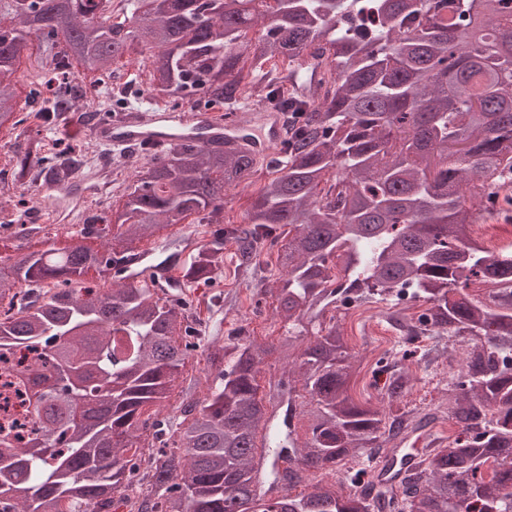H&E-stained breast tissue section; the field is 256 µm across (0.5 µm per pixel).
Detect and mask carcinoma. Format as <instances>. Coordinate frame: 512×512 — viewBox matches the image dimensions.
<instances>
[{
	"label": "carcinoma",
	"mask_w": 512,
	"mask_h": 512,
	"mask_svg": "<svg viewBox=\"0 0 512 512\" xmlns=\"http://www.w3.org/2000/svg\"><path fill=\"white\" fill-rule=\"evenodd\" d=\"M132 0L131 16L105 15V0H31L23 9L0 0V127L14 132L23 111L17 67L37 40L54 63L52 84L70 87L54 107L84 101L72 66L93 78L133 53H158L147 84L176 104L198 96L232 101L242 86L238 49L261 20L265 33L250 44L254 70L280 58L301 69L304 56L323 71L315 97L284 96L264 86L270 109L288 114L281 166L271 172L247 223L215 233L183 267V289L155 297L141 273L106 294L89 287L90 271L111 270L117 248L154 235L192 215L224 223V190L248 179L244 152L194 144L154 153L127 185L116 225L101 248L71 243L30 252L0 271V306L22 288L52 284L0 315V360L21 351L42 356L20 366L15 383L32 413L24 445L0 432V512H116L130 491L137 512H512V244L490 253L470 238L473 207L501 214L512 206V0ZM41 144L13 150L14 174L41 162ZM88 142L57 152L46 181L75 183ZM295 234L279 248L282 278L271 289L288 324L284 357L309 336L297 366L311 437L300 444L294 418L303 404L279 390L269 410L257 374L271 353L256 340L228 338L207 348L217 371L202 406L188 403L182 419L154 432L157 444L144 475L131 450L147 407L174 393L187 353L184 290L224 269V242L242 259L281 229ZM346 256L344 275L334 273ZM492 284L486 298L469 292ZM423 298L417 317H390L404 340L469 338L465 363L453 375L448 417L459 431L435 444L397 489L374 491L350 474L343 494L316 483L292 494L311 470L335 471L347 460L370 461L382 442L429 426L432 413L384 416L353 401L349 344L340 325L314 333L303 325L312 309L336 304ZM382 398L410 391L405 365L382 369ZM279 419L275 446L258 450L261 425Z\"/></svg>",
	"instance_id": "cac0c4a2"
}]
</instances>
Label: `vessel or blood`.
<instances>
[{
	"label": "vessel or blood",
	"instance_id": "1",
	"mask_svg": "<svg viewBox=\"0 0 512 512\" xmlns=\"http://www.w3.org/2000/svg\"><path fill=\"white\" fill-rule=\"evenodd\" d=\"M95 137L116 150L135 143H193L245 151L269 161L277 155L284 129L279 113L257 107L224 116L197 105L171 109L154 103L102 123L96 127ZM430 442L429 433L414 432L410 446L390 449L381 457L372 479L386 487L397 486L398 465L420 461Z\"/></svg>",
	"mask_w": 512,
	"mask_h": 512
}]
</instances>
